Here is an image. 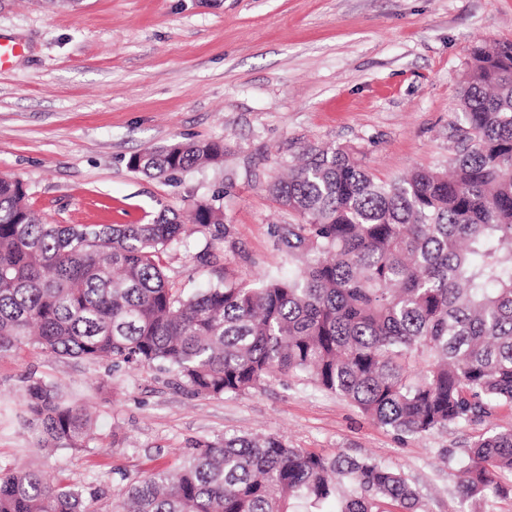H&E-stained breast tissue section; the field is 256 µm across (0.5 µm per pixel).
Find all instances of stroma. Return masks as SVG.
I'll use <instances>...</instances> for the list:
<instances>
[{"label": "stroma", "instance_id": "1", "mask_svg": "<svg viewBox=\"0 0 512 512\" xmlns=\"http://www.w3.org/2000/svg\"><path fill=\"white\" fill-rule=\"evenodd\" d=\"M512 38V0H0V176L20 179L48 224H145L216 199L228 236L215 263L201 235L162 257L189 295L221 276L287 274L270 235L294 222L269 186L305 146L346 151L375 179L443 169L455 148L473 47ZM224 143V162L176 179L131 170L173 141ZM88 408L89 448L39 447L28 376ZM480 426L401 436L307 378L195 394L161 365L0 353V469L80 486L111 512L129 481L171 469L200 441L274 434L325 455L398 470L427 512H460L453 470Z\"/></svg>", "mask_w": 512, "mask_h": 512}]
</instances>
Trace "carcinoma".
I'll list each match as a JSON object with an SVG mask.
<instances>
[{
    "mask_svg": "<svg viewBox=\"0 0 512 512\" xmlns=\"http://www.w3.org/2000/svg\"><path fill=\"white\" fill-rule=\"evenodd\" d=\"M448 171L376 180L332 145L307 146L270 186L295 224L274 225L297 263L286 276L219 279L190 296L161 256L187 226L223 242L208 200L147 224H45L17 179L0 178V353L20 344L59 358L170 366L198 395L304 375L378 424L422 436L512 408V40L475 47ZM224 163V142H174L130 169L175 179ZM44 448L89 447L91 420L30 379ZM460 469L462 504L512 494V428L485 429ZM425 512L401 473L325 456L275 435H224L176 468L121 489L116 512ZM0 512H98L37 471L0 470Z\"/></svg>",
    "mask_w": 512,
    "mask_h": 512,
    "instance_id": "carcinoma-1",
    "label": "carcinoma"
}]
</instances>
